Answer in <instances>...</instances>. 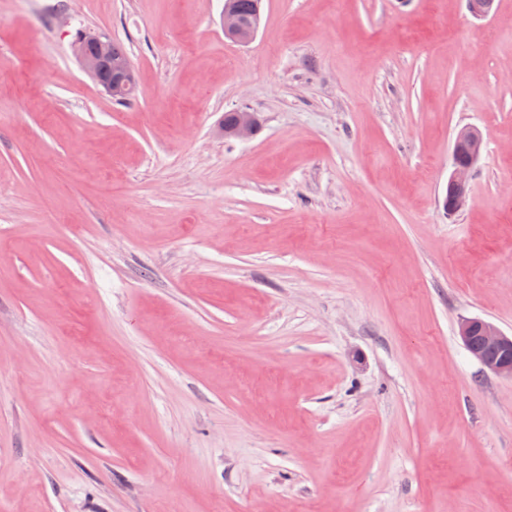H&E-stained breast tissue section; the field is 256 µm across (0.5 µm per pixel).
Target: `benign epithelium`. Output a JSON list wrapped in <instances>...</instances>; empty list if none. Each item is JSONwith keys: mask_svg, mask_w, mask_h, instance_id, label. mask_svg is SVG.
Instances as JSON below:
<instances>
[{"mask_svg": "<svg viewBox=\"0 0 512 512\" xmlns=\"http://www.w3.org/2000/svg\"><path fill=\"white\" fill-rule=\"evenodd\" d=\"M259 24L257 15L249 25H244L230 4L224 5L225 38L247 43L255 36ZM71 50L84 71L112 98H123L135 89L136 75L130 61L112 57V39L107 34L81 32L71 43ZM256 128L252 113L243 111L238 113L229 133L236 138H246L252 136ZM482 149L483 136L478 129L464 127L456 133L445 196L448 211L455 212L466 204L470 175L481 158ZM459 335L484 370L512 379V336L504 335L496 325L480 318L462 320Z\"/></svg>", "mask_w": 512, "mask_h": 512, "instance_id": "obj_1", "label": "benign epithelium"}]
</instances>
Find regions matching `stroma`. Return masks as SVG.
Instances as JSON below:
<instances>
[{"instance_id":"obj_1","label":"stroma","mask_w":512,"mask_h":512,"mask_svg":"<svg viewBox=\"0 0 512 512\" xmlns=\"http://www.w3.org/2000/svg\"><path fill=\"white\" fill-rule=\"evenodd\" d=\"M223 10L0 0V512H512V0ZM224 5V36L235 43H247L255 36L260 24V3L259 0H225ZM245 19H253L245 26L238 14L231 8L230 4ZM257 11L259 14L256 15ZM71 50L84 71L113 99L128 96L135 89L134 69L123 59L128 58L126 49L107 34L81 32L71 43ZM483 136L473 127L460 129L455 136L452 151V171L448 177L445 208L448 212L460 210L469 198L471 172L481 158ZM459 335L485 371L512 379V336L504 335L492 322L480 318L463 319Z\"/></svg>"}]
</instances>
